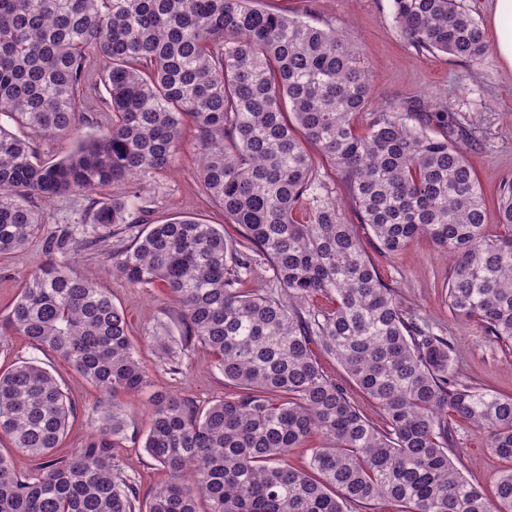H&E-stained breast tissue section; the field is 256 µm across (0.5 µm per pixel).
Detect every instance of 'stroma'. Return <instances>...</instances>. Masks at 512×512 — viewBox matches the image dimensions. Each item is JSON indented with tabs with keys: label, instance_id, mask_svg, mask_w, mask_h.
<instances>
[{
	"label": "stroma",
	"instance_id": "obj_1",
	"mask_svg": "<svg viewBox=\"0 0 512 512\" xmlns=\"http://www.w3.org/2000/svg\"><path fill=\"white\" fill-rule=\"evenodd\" d=\"M274 11L297 12L317 22H329L358 47L373 75V93L368 111L354 118L365 130L371 113L401 112L412 103L427 109L451 112L467 131L461 142L475 170L488 207H496L504 180L512 179V68L493 53L473 65L443 53L419 52L400 36L392 14V0H260ZM139 222L116 227L114 235L102 237L99 251L69 254L48 253L42 239L23 250L0 255V322L37 267L48 262L66 266L74 276L97 283L107 290L127 317L129 335L148 369L150 389L122 399L126 420L115 458L126 474L138 480L141 498H148L169 474L145 451L150 426L149 403L153 392L163 391L188 398L199 405L222 399L229 391L210 355L199 346L182 350L181 327L171 313L175 302L161 286L136 288L108 271V253L131 244L144 225L160 223L174 215H190L210 224H220L224 214L205 194L198 172L196 131L192 123L182 128L180 147L168 171L157 175L143 193ZM46 233L71 230L76 239L99 236L90 223L84 196L71 195L42 204ZM363 245L381 276L398 288L408 311L439 327L454 347L455 369L462 382L512 394V354L485 335L475 322L457 319L445 299L450 262L430 240L419 239L397 255L380 253L368 230H361ZM172 346L185 364L181 374L171 373L157 357L159 343ZM36 359L48 364L75 404L68 434L57 448L60 456L85 447L101 422L102 394L92 384L76 377L64 361L33 349L24 337L0 335V368ZM458 468L485 493H492L497 477L512 464L486 447L484 436L469 426L458 430L453 450Z\"/></svg>",
	"mask_w": 512,
	"mask_h": 512
}]
</instances>
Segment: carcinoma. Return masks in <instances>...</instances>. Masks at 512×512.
<instances>
[{
    "label": "carcinoma",
    "mask_w": 512,
    "mask_h": 512,
    "mask_svg": "<svg viewBox=\"0 0 512 512\" xmlns=\"http://www.w3.org/2000/svg\"><path fill=\"white\" fill-rule=\"evenodd\" d=\"M403 39L471 64L488 50L458 0H392ZM104 69L93 76L86 59ZM104 86L112 123L70 154L40 157L34 138L78 134ZM372 77L330 23L253 6V0H0V253L43 228L38 203L87 196L89 219L109 230L170 167L186 120L196 130L205 193L239 228L177 216L149 224L109 254L112 274L175 301L183 344L198 343L232 392L200 406L158 393L144 448L169 480L141 502L114 459L125 430L121 398L149 375L112 295L47 264L26 279L4 330L49 350L112 405L92 441L56 458L74 403L49 369L20 361L0 372V438L40 460L18 473L0 452V512H347L387 501L397 512H512V469L489 497L451 457L457 425L512 460V395L454 374L448 337L408 312L366 253L358 226L393 255L421 237L451 260L456 317L512 348V181L490 214L445 111L410 105L376 112ZM442 129L436 135L431 126ZM345 180L359 224L348 223L309 148ZM113 185L128 198H95ZM310 222L293 213L302 202ZM64 231L52 252L88 248ZM276 290L246 287L256 256ZM323 296L330 309L311 304ZM318 343L382 411L366 419L311 351ZM318 446L301 469L284 457Z\"/></svg>",
    "instance_id": "obj_1"
}]
</instances>
